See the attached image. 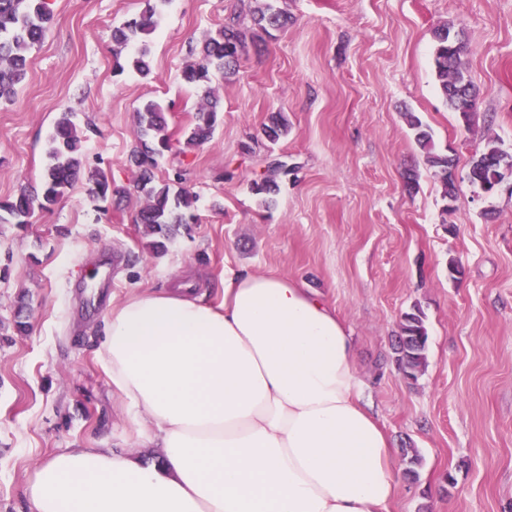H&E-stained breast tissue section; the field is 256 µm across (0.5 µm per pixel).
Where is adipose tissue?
Listing matches in <instances>:
<instances>
[{
    "mask_svg": "<svg viewBox=\"0 0 512 512\" xmlns=\"http://www.w3.org/2000/svg\"><path fill=\"white\" fill-rule=\"evenodd\" d=\"M113 306L100 362L158 456L86 448L39 466L34 512H386L400 487L352 336L304 283L224 274Z\"/></svg>",
    "mask_w": 512,
    "mask_h": 512,
    "instance_id": "1",
    "label": "adipose tissue"
}]
</instances>
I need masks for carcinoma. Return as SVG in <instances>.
<instances>
[{"mask_svg": "<svg viewBox=\"0 0 512 512\" xmlns=\"http://www.w3.org/2000/svg\"><path fill=\"white\" fill-rule=\"evenodd\" d=\"M169 0H154L135 18L113 31L114 69L124 71L129 66L141 77L151 74V61L146 39L159 26L162 7ZM53 12L47 0H0V106L12 104L17 86L25 79L32 51L41 45L49 32ZM252 21L259 29H279L288 22V15L266 2L256 7ZM434 68L440 92L456 112L464 126H469L477 110L475 86L468 75L465 57L471 52L463 31L443 25L434 31ZM245 47V32L232 22L218 28L195 51V60L182 71L183 80L195 87L205 88L198 104L196 123L184 141V148L195 149L208 142L218 121L217 100L209 84L218 71L229 77L237 73L239 57ZM414 140L424 153L426 163L437 169L443 187V197L457 196L456 158L436 150L429 127L413 112L404 113ZM288 119L280 112L272 113L263 133L275 144L288 136ZM82 134L73 113L63 112L56 120L49 139L48 165L43 175L41 193L25 188L13 197L0 200V224L23 226L35 210L46 211L78 181L82 168ZM171 150L167 134L166 109L156 100L147 99L136 112L135 145L130 163L135 168L134 188L146 199L138 214L137 223L150 238L148 246L157 253L167 251V244L179 228L194 223L197 196L185 189H173L160 182L155 170L158 158ZM277 168L251 183V191L261 197L263 204L273 201L278 190ZM512 176V154L503 150L497 141L489 140L472 158L466 179L475 189L500 186ZM90 193L102 200L112 195V181L98 172L91 176ZM428 332L423 313L416 308L405 314L400 333L393 347L395 361L408 378L414 379L426 366Z\"/></svg>", "mask_w": 512, "mask_h": 512, "instance_id": "cac0c4a2", "label": "carcinoma"}]
</instances>
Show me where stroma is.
Listing matches in <instances>:
<instances>
[{
    "label": "stroma",
    "mask_w": 512,
    "mask_h": 512,
    "mask_svg": "<svg viewBox=\"0 0 512 512\" xmlns=\"http://www.w3.org/2000/svg\"><path fill=\"white\" fill-rule=\"evenodd\" d=\"M288 27L249 29L255 0H170L149 38L153 74L113 69L112 29L145 0H49L54 21L14 104L0 106V199L39 186L60 112L75 113L88 173L121 202L93 198L86 177L25 228L0 224V512H33L31 473L77 448L139 449L98 353L114 304L188 283L218 303L224 271L287 276L320 292L356 344L363 400L394 466L417 449L388 512H512V178L489 198L463 178L492 138L512 152V0H274ZM247 25L235 77L214 76L212 138L183 148L203 89L182 70L191 46L231 21ZM464 31L479 103L470 126L445 104L433 31ZM167 109L172 148L158 180L198 197V221L155 254L136 222L144 198L128 162L136 111ZM427 124L456 157L453 210L404 118ZM288 118L270 144V113ZM286 162L279 193L250 186ZM417 168L415 190L404 171ZM456 261L460 272L448 271ZM420 309L427 364L406 379L392 359L405 313ZM26 332H18L17 322Z\"/></svg>",
    "instance_id": "obj_1"
}]
</instances>
